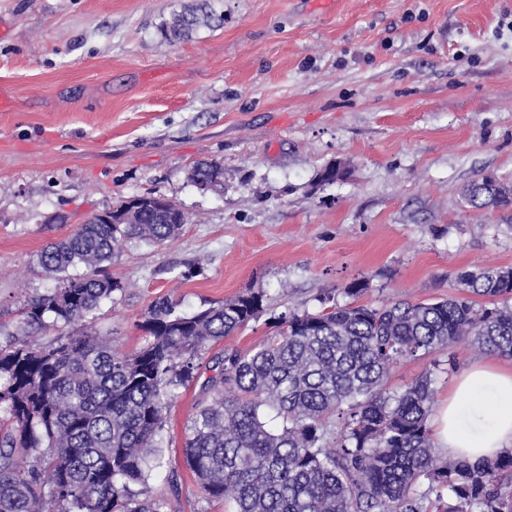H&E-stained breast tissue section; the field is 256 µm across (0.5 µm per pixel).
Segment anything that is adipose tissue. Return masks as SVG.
<instances>
[{"instance_id":"obj_1","label":"adipose tissue","mask_w":512,"mask_h":512,"mask_svg":"<svg viewBox=\"0 0 512 512\" xmlns=\"http://www.w3.org/2000/svg\"><path fill=\"white\" fill-rule=\"evenodd\" d=\"M431 426L437 447L473 462L511 448L512 366L471 365L452 382Z\"/></svg>"}]
</instances>
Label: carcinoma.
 Returning <instances> with one entry per match:
<instances>
[{
  "instance_id": "cac0c4a2",
  "label": "carcinoma",
  "mask_w": 512,
  "mask_h": 512,
  "mask_svg": "<svg viewBox=\"0 0 512 512\" xmlns=\"http://www.w3.org/2000/svg\"><path fill=\"white\" fill-rule=\"evenodd\" d=\"M213 14L189 6L163 26L178 41ZM218 161L197 163L212 187ZM492 176L463 187L473 207H509L512 188ZM112 223H83L41 252L59 286L20 301L23 328L71 326L122 290L105 271L135 237L165 243L188 217L158 196L129 197ZM82 265L85 273L69 275ZM458 295L434 302L357 303L366 285L325 293L315 313L284 312L276 339L224 354L202 385L184 460L209 499L233 512H512V449L494 460L443 459L430 438L434 368L390 390L391 368L460 342L512 357V269L459 275ZM264 293L250 292L192 315L155 300L140 328L145 344L121 353L105 336L31 344L0 330V512H161L143 497L163 467L157 453L167 413L193 378L198 352L255 321ZM278 426H271L272 422Z\"/></svg>"
}]
</instances>
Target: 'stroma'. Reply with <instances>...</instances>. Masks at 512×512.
Returning a JSON list of instances; mask_svg holds the SVG:
<instances>
[{
    "mask_svg": "<svg viewBox=\"0 0 512 512\" xmlns=\"http://www.w3.org/2000/svg\"><path fill=\"white\" fill-rule=\"evenodd\" d=\"M193 0H0V326L58 281L39 255L90 214L151 193L188 217L159 246L124 243L123 289L83 321L125 352L166 297L191 315L261 291L266 312L196 358L163 431L167 464L147 497L164 512H230L186 466L189 419L228 350L275 334L271 317L315 312L319 294L430 301L459 274L512 267V222L460 191L512 183V0H208L223 27L170 42L161 26ZM215 159L222 185L199 189ZM340 180L319 185L327 166ZM401 360L390 388L484 359L464 344ZM223 175V166L218 161H205L197 163L191 173L193 182L198 185L205 183L210 187L216 185Z\"/></svg>",
    "mask_w": 512,
    "mask_h": 512,
    "instance_id": "obj_1",
    "label": "stroma"
}]
</instances>
